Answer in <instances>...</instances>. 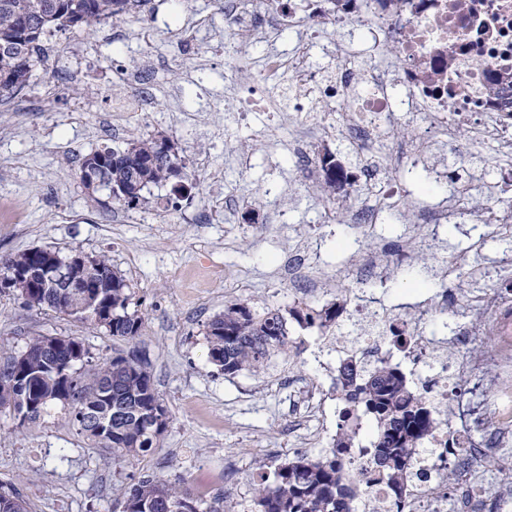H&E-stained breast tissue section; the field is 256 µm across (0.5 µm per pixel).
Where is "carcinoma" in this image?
I'll return each mask as SVG.
<instances>
[{
	"label": "carcinoma",
	"mask_w": 512,
	"mask_h": 512,
	"mask_svg": "<svg viewBox=\"0 0 512 512\" xmlns=\"http://www.w3.org/2000/svg\"><path fill=\"white\" fill-rule=\"evenodd\" d=\"M149 0H0V102L23 91L41 62L42 35L51 29L94 31L98 25L140 16ZM324 198L336 200V185L355 190L357 177L346 174L336 153L320 158ZM96 171L84 183L91 194L104 182L118 193L112 203L128 208L149 204L150 188H170L167 202L188 190L185 163L178 156H161L159 137H137L125 147L104 146L87 156L80 170ZM44 260L26 250L0 256V274L28 273L35 288L25 283L13 289L23 303L37 296L38 305L82 323L103 328L119 340L143 336L144 315L129 311L132 287L105 255L95 256L91 276L99 288H50L45 285ZM345 305L336 302L319 309L294 304L286 309L258 312L241 300L224 304V312L207 325L211 362L226 375L243 370L261 373L272 356L299 349L290 338L288 322L299 328L329 333ZM339 412L336 437L316 457L284 460L273 479L254 488L255 512H358L361 489L351 464L356 459L357 434L363 418L375 425L370 445L362 446L371 471L390 492L393 510L403 512L407 476L416 449L427 444L434 428L427 386L418 384L388 360L363 365L356 356L337 367ZM79 434L96 448L112 451V462H131L157 447L155 419L168 415L153 380L149 361L137 355L93 359L76 336L38 334L22 353L0 352V413L21 423H34L61 400ZM0 512H29L17 494L0 492ZM122 512H224V498L207 500L184 480L144 474L123 497Z\"/></svg>",
	"instance_id": "obj_1"
}]
</instances>
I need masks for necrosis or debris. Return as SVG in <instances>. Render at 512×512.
I'll list each match as a JSON object with an SVG mask.
<instances>
[{"label":"necrosis or debris","mask_w":512,"mask_h":512,"mask_svg":"<svg viewBox=\"0 0 512 512\" xmlns=\"http://www.w3.org/2000/svg\"><path fill=\"white\" fill-rule=\"evenodd\" d=\"M342 0L329 22L354 24L359 36L336 49V67L325 71L308 44L294 55H270L268 75L291 71L311 94L308 104L293 103L300 132L295 152L309 156L315 139L342 134L363 155L377 151L394 130V118L405 116L422 125L408 139L402 158L424 163L430 138L454 144L457 133L470 129L476 142L494 145L512 156V0ZM399 52L395 69L368 66L365 55L377 42ZM348 97V112L336 119L326 100ZM469 187L440 204L415 201L417 223L439 231L467 207ZM471 269L472 286L462 305L468 320L449 327L446 335L426 331L425 316L413 322L407 358L424 376L439 414L427 450L418 452L405 512H512V468H488L489 459L512 453V295L492 289L512 271L504 260L475 262L470 252L437 266L445 289L434 308L444 318L453 305L457 276ZM495 331V349L482 347L485 331ZM470 348L463 363L440 358L439 349ZM491 388L492 413L469 411L457 398L456 382Z\"/></svg>","instance_id":"4bbe7bcc"}]
</instances>
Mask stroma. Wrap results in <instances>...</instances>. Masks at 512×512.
Returning a JSON list of instances; mask_svg holds the SVG:
<instances>
[{
    "instance_id": "1",
    "label": "stroma",
    "mask_w": 512,
    "mask_h": 512,
    "mask_svg": "<svg viewBox=\"0 0 512 512\" xmlns=\"http://www.w3.org/2000/svg\"><path fill=\"white\" fill-rule=\"evenodd\" d=\"M220 2L149 0L140 18L107 22L91 34H46L29 85L0 102V201L21 211L19 221H0V255L35 247L108 255L146 316L140 340L119 341L0 294V349L21 351L40 333L79 337L102 357L139 351L151 363L170 417L159 447L116 465L107 450L78 434L60 406L25 427L0 414V491L19 492L32 512H121L125 489L144 473L180 475L195 488L211 485L224 496V512H254L260 474L326 448L308 443L306 430H285L286 379L326 394L329 429H336L342 403L311 360L319 340L313 330L291 327L302 352L273 357L267 371L224 375L209 359L205 331L225 301L239 299L257 311L298 302L281 269L301 242L318 236L321 256L310 274L329 286L320 304L348 288V273L366 256H399L402 264L391 266L371 294L389 315L406 317L437 301L442 286L433 267L453 260L482 233L474 213L512 206V178L496 172L497 153L471 146L464 132L459 154L434 141L423 166L389 167V156L416 131L402 119L373 158L352 152L341 136L328 138L357 174L358 189L337 192L336 218L325 222L316 174L287 149L297 130L293 114L243 111L250 94L266 91V56L291 52L299 39L288 29L269 39L241 35L226 22ZM126 70L148 77L155 98L116 134L112 97L125 91ZM157 133L176 143L193 183L190 197L175 207L133 210L130 222L119 223L113 205L88 196L80 163L102 146ZM386 181L406 198L419 194L435 204L469 186L468 210L425 249L427 227L414 222L410 208L386 213L373 229L347 223L344 212ZM283 210L288 221L281 224L276 217ZM202 211L211 213L209 223H196ZM229 463L235 476L228 481Z\"/></svg>"
}]
</instances>
